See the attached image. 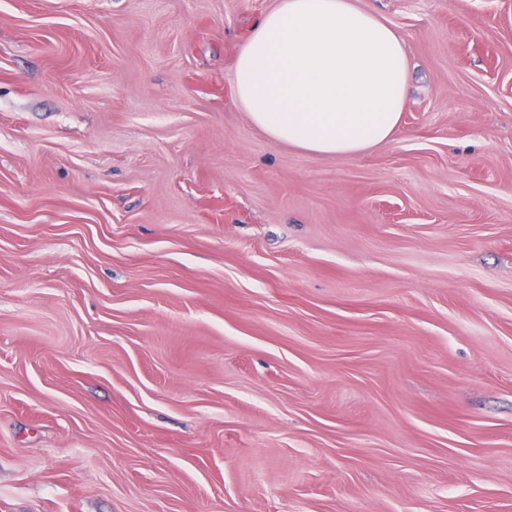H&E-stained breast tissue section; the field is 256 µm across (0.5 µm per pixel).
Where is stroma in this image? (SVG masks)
Listing matches in <instances>:
<instances>
[{
	"label": "stroma",
	"mask_w": 512,
	"mask_h": 512,
	"mask_svg": "<svg viewBox=\"0 0 512 512\" xmlns=\"http://www.w3.org/2000/svg\"><path fill=\"white\" fill-rule=\"evenodd\" d=\"M274 0H0V512H512V0H360L401 130L276 145Z\"/></svg>",
	"instance_id": "obj_1"
}]
</instances>
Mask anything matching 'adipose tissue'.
Segmentation results:
<instances>
[{
	"label": "adipose tissue",
	"mask_w": 512,
	"mask_h": 512,
	"mask_svg": "<svg viewBox=\"0 0 512 512\" xmlns=\"http://www.w3.org/2000/svg\"><path fill=\"white\" fill-rule=\"evenodd\" d=\"M408 72L402 35L357 0H276L246 35L231 89L272 143L352 158L400 131Z\"/></svg>",
	"instance_id": "ef3b65f1"
}]
</instances>
